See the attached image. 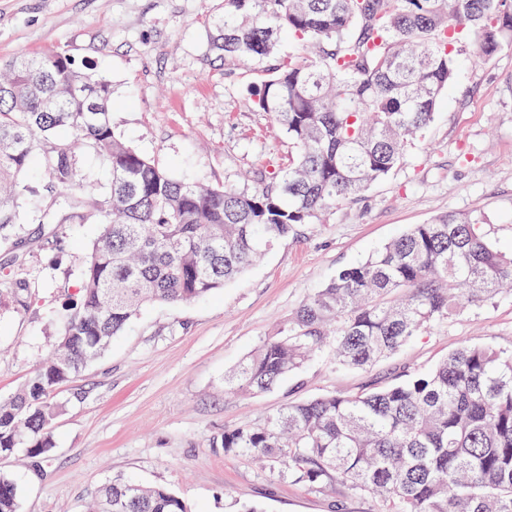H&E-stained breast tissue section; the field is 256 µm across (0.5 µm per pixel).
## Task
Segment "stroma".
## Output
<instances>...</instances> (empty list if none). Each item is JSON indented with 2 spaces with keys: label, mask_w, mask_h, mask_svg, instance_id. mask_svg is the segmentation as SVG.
<instances>
[{
  "label": "stroma",
  "mask_w": 512,
  "mask_h": 512,
  "mask_svg": "<svg viewBox=\"0 0 512 512\" xmlns=\"http://www.w3.org/2000/svg\"><path fill=\"white\" fill-rule=\"evenodd\" d=\"M224 0H0V62L62 50L112 82L117 137L187 182L243 187L292 144L253 93L267 64L225 55ZM32 179L0 244V397L19 392L54 350L78 297L97 227L53 224ZM449 213L482 219L512 254V48L464 61L424 140L358 200L300 226L206 298L142 307L111 347L54 394L53 449L42 473L0 457L20 512H87L115 480L162 486L187 512H380L349 483L312 487L222 447L225 431L288 404L392 385L463 343L512 351V293L434 325L367 370L310 360L261 395L228 396L224 376L336 273L414 224Z\"/></svg>",
  "instance_id": "35a3bbf8"
}]
</instances>
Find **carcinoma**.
<instances>
[{
  "mask_svg": "<svg viewBox=\"0 0 512 512\" xmlns=\"http://www.w3.org/2000/svg\"><path fill=\"white\" fill-rule=\"evenodd\" d=\"M286 31L302 52L272 68L255 105L295 154L251 189L176 179L112 128L108 77L59 50L20 56L0 81V243L29 175L71 190L77 153L104 178L64 199L57 221L93 218L99 234L55 354L0 403V455L31 463L52 449V394L99 358L139 309L202 298L263 252L386 179L431 123L469 54L512 47V0H224L228 56L264 60ZM467 214L414 224L366 261L340 270L232 374L230 395L280 385L328 347L365 369L411 339L512 287V256ZM221 444L317 485L339 478L380 498L382 512H512V352L461 345L404 381L289 405ZM20 489L0 474V512ZM95 512H186L160 487L114 482Z\"/></svg>",
  "mask_w": 512,
  "mask_h": 512,
  "instance_id": "obj_1",
  "label": "carcinoma"
}]
</instances>
